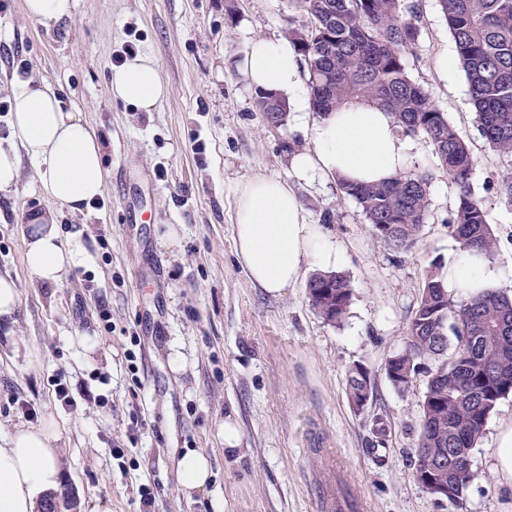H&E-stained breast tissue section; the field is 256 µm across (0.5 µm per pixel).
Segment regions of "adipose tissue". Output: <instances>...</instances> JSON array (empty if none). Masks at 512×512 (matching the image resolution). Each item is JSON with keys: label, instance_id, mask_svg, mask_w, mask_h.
I'll use <instances>...</instances> for the list:
<instances>
[{"label": "adipose tissue", "instance_id": "ef3b65f1", "mask_svg": "<svg viewBox=\"0 0 512 512\" xmlns=\"http://www.w3.org/2000/svg\"><path fill=\"white\" fill-rule=\"evenodd\" d=\"M243 69L256 89L285 95L295 111H308L301 58L288 40H252ZM109 92L114 101L149 112L167 87L155 61L140 55L112 72ZM11 103L9 134L0 139V191L17 185L22 159L34 164L41 191L54 207L35 217L25 241L26 262L39 281L55 284L81 255L63 248L54 209L80 213L102 195L104 147L92 125L62 110L46 80L18 85ZM312 136L314 151L291 161L301 180L323 172L354 183H380L405 172L415 150L389 112L366 104L336 110L314 124ZM235 246L251 280L274 296L296 283L306 267L328 273L343 261L323 226L309 223L294 188L269 177L236 188ZM503 280V271L483 254L461 249L444 277L449 291L465 297L498 288ZM58 439L50 420L0 434V512H42L61 483Z\"/></svg>", "mask_w": 512, "mask_h": 512}]
</instances>
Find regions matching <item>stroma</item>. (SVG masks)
Instances as JSON below:
<instances>
[{"label": "stroma", "instance_id": "stroma-1", "mask_svg": "<svg viewBox=\"0 0 512 512\" xmlns=\"http://www.w3.org/2000/svg\"><path fill=\"white\" fill-rule=\"evenodd\" d=\"M414 2L420 36L407 71L479 159L472 189L512 291V202L490 186L512 161L486 146L463 70L446 81L437 71L441 54L456 51L438 0ZM288 15L287 0H76L70 18L47 28L22 0H0V97L18 84L12 63L23 59L30 74L58 87L63 111L104 141V207L58 211L63 245L85 252L58 283L36 281L25 259L32 219L50 206L31 163L22 161L15 190L0 192V275L19 292L14 324L0 327V430L55 420L59 512H139L145 485L156 492V512H320L315 475L335 455L363 512H454L414 477L427 377L402 393L384 365L404 346L430 264L447 265L455 248L448 218L456 190L429 141L414 135L411 167L431 176L429 217L416 244L397 252L377 240L333 177L294 178L293 155L315 148L316 118L268 126L242 71L250 41L284 37ZM129 42L155 60L168 86L150 112L109 94L114 59ZM258 176L291 182L310 223L333 216L327 229L353 285L341 324L313 308L306 280L274 296L238 263L235 188ZM98 299L110 324L94 308ZM356 364L374 383L360 413L345 392ZM60 372L88 385L100 406L72 411L54 401ZM141 418L144 428L135 429ZM227 419L239 432L232 449L221 429ZM510 420L512 396L498 402L471 451L463 512H512V485L495 470L497 433ZM379 421L388 426L381 442ZM114 448L126 449L127 461L113 459ZM190 451L211 463L197 490L184 489L177 473Z\"/></svg>", "mask_w": 512, "mask_h": 512}]
</instances>
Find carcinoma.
Masks as SVG:
<instances>
[{
    "mask_svg": "<svg viewBox=\"0 0 512 512\" xmlns=\"http://www.w3.org/2000/svg\"><path fill=\"white\" fill-rule=\"evenodd\" d=\"M458 60L465 72L475 121L489 148L512 158V0H439ZM286 33L308 71L310 109L326 118L346 104L367 102L386 108L399 130L421 133L433 146L441 172L457 188L449 232L463 248L494 258L499 240L471 188L476 160L431 94L406 69V57L420 35L416 8L404 0H288ZM267 124H286L290 105L276 93L256 92ZM425 172H404L377 185L336 180L353 198L386 246L407 250L429 215ZM438 266L427 270L403 349L390 357L385 374L408 391L423 361L432 360L422 396L415 468L431 462L448 474L452 448L471 449L497 403L512 393V295L490 290L459 302L448 294ZM311 305L339 324L352 299L350 279L340 272L317 273L307 285ZM453 351H448L450 338ZM349 404L373 396L370 372L357 364L346 375ZM472 469L452 473L448 504L463 506Z\"/></svg>",
    "mask_w": 512,
    "mask_h": 512,
    "instance_id": "cac0c4a2",
    "label": "carcinoma"
}]
</instances>
